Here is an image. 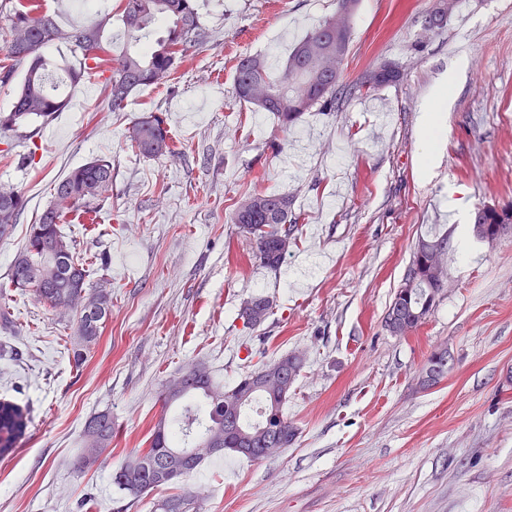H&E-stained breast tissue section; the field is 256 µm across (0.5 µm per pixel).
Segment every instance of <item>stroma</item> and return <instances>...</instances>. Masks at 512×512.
<instances>
[{"label":"stroma","mask_w":512,"mask_h":512,"mask_svg":"<svg viewBox=\"0 0 512 512\" xmlns=\"http://www.w3.org/2000/svg\"><path fill=\"white\" fill-rule=\"evenodd\" d=\"M61 28L103 20L111 55L129 45L119 0H67ZM433 0H361L344 80L371 65H402L401 82L336 111L276 118L231 94L239 57L264 56L280 74L294 44L336 0H194L209 32L164 83L125 111H108L103 80L85 77L77 108L47 123L0 131V186L25 209L0 240V398L31 423L0 457V512H160L192 496L203 512H512V235L472 233L476 207L512 203V0H458L427 34ZM451 104L435 146L421 137L432 91ZM182 157L147 159L126 140L152 110ZM112 160V197L98 223L65 233L103 276L112 314L75 361V311L8 286V269L56 181L94 157ZM256 191L286 194L304 217L279 270L252 264L255 242L232 224ZM452 230L444 295L408 337L384 317L418 239ZM269 296L258 327L241 303ZM451 368L420 384L434 350ZM288 353L305 364L283 408L296 429L278 456L207 459L181 482L141 497L111 481L144 447L167 385L201 363L219 384ZM109 413L111 468L79 474L86 420Z\"/></svg>","instance_id":"35a3bbf8"}]
</instances>
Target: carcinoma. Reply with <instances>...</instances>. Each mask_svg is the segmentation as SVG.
Wrapping results in <instances>:
<instances>
[{
	"label": "carcinoma",
	"mask_w": 512,
	"mask_h": 512,
	"mask_svg": "<svg viewBox=\"0 0 512 512\" xmlns=\"http://www.w3.org/2000/svg\"><path fill=\"white\" fill-rule=\"evenodd\" d=\"M27 9H14L5 32L8 55L24 66L25 74L15 95L11 112L0 116V129L12 130L31 119L48 121L67 103L83 78L97 70L107 74L104 93L107 110L122 112L130 96L144 86L170 76L185 58L192 55L203 38V27L193 0H121V21L134 40L147 38L151 25L167 23L166 35L155 46L146 43L112 58L101 40L102 24L96 23L63 30L54 17L40 11L39 0H24ZM360 0H336V13L322 20L298 41L288 55L282 73L272 76L261 55L239 58L234 72L232 93L243 104L272 113L284 131L290 130L302 116L317 108L336 111L345 99L367 97L403 77L401 67L392 62L388 73L379 66L367 69L353 84L342 81L345 60L336 59V42L349 53L353 20ZM62 40L81 52L83 67L68 68L67 92L58 93L51 85L54 64L42 49ZM129 144L145 158L164 154L181 155L162 115L148 113L138 118L127 132ZM112 195V159L95 157L72 169L53 187L52 200L37 223L30 226L27 241L16 254L8 279L17 286L32 285L34 294L53 308H71L78 313L77 360L83 348L96 341L111 314L110 295L88 288V270L75 255L74 241L64 236L60 224L71 213L96 219L101 205ZM24 209V200L15 190L0 192V239L11 235ZM232 223L256 241L253 257L259 265L277 270L297 243L300 215L286 195L254 193L241 200L232 213ZM472 232L479 241L493 242L512 233V214L474 212ZM454 250L452 232L428 234L419 238L409 267H418L416 276L405 273L388 310L399 316L394 335L405 337L421 326L435 308L436 294L447 280L448 253ZM251 307L241 306L239 317L251 326L261 325L271 313L270 299L255 295ZM303 367V361L287 354L264 368L273 370L269 389L279 395L289 393ZM250 375L224 389L215 383L209 369L195 365L182 372L168 389L165 401L180 403L177 422L161 418L153 426L147 446L131 452L124 464L112 472V483L121 490L140 496L168 486L180 478L172 466L181 448L200 447L209 437H223L226 447L235 448L246 439L249 451L244 456L263 460L293 444L294 427L283 413L288 398L272 400L260 392H251ZM251 392L249 402L239 408L232 422L224 419V404ZM207 401L201 409L192 403L198 396ZM269 411L279 419L276 429L267 428L262 418ZM30 423L29 411L20 405L0 400V456L12 452L25 436ZM112 416L106 412L92 415L85 423L84 448L75 461L76 470L109 464L112 454Z\"/></svg>",
	"instance_id": "carcinoma-1"
}]
</instances>
